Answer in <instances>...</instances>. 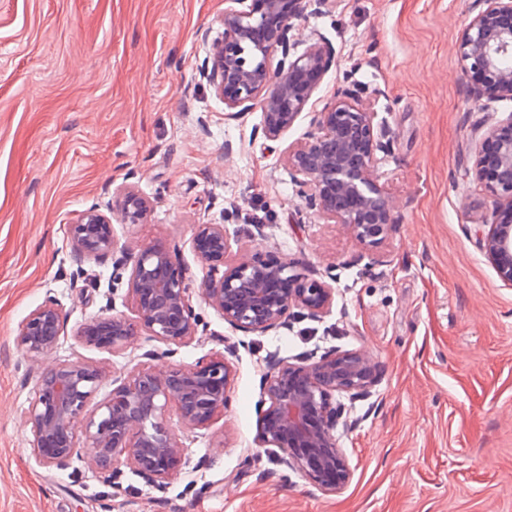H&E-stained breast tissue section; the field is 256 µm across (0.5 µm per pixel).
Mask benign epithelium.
Listing matches in <instances>:
<instances>
[{"instance_id":"7a95c632","label":"benign epithelium","mask_w":512,"mask_h":512,"mask_svg":"<svg viewBox=\"0 0 512 512\" xmlns=\"http://www.w3.org/2000/svg\"><path fill=\"white\" fill-rule=\"evenodd\" d=\"M224 36L202 70L228 116L255 105L261 123L254 134L281 139L314 108L335 51L318 38L296 33L306 10L330 11L335 0H226ZM455 55L468 77L469 98L489 105L512 101V0H473ZM390 150L389 130L354 85L333 93L313 112L309 129L283 153L304 207L347 234L377 260L378 249L396 231L398 206L380 183L379 154ZM468 169L483 191L486 213L481 248L499 279L512 285V113L488 124L476 137ZM149 200L133 186L112 193V212L122 224H141ZM77 266L117 252L112 278L127 277L125 306L131 315L94 316L76 329L83 345L112 354L136 336L166 346L151 349L99 402L95 396L109 377L105 362L59 363L42 372L27 409L32 450L45 468H63L74 459L107 484H117L120 465L162 489L189 465L184 432L207 430L224 417L235 372L220 351L190 367L159 370L151 361L171 357L199 336L193 298L215 309L224 323L247 334L265 335L289 326L300 314L319 320L332 308L336 289L310 279L299 262L272 251L243 254L230 262L224 225L196 224L191 247L207 268L198 284L176 261L161 238L130 258L118 249L112 217L97 207L68 225ZM65 306L47 295L19 323L17 345L23 359L37 362L65 335ZM381 365L362 349L331 347L301 357L273 356L262 379L258 441L282 452L279 464L332 495L350 483L353 469L340 445L338 427L345 406L369 398ZM182 425L175 430L172 418Z\"/></svg>"}]
</instances>
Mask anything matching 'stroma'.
Here are the masks:
<instances>
[{"mask_svg": "<svg viewBox=\"0 0 512 512\" xmlns=\"http://www.w3.org/2000/svg\"><path fill=\"white\" fill-rule=\"evenodd\" d=\"M468 8L336 0L299 23L335 51L320 99L365 86L390 130L378 173L401 223L375 263L341 225L303 208L281 156L307 121L282 140L255 136L259 108L225 117L201 78L224 0H0V512H512V286L478 248L484 194L465 174L475 128L512 113V101L484 111L466 93L453 47ZM121 184L150 211L115 224L119 245L133 253L164 237L193 281L206 273L193 227L214 220L232 254L271 250L336 279L325 317L263 336L196 301L202 338L157 368L193 365L225 338L235 377L223 419L186 433L191 464L160 490L128 468L107 485L76 460L40 466L27 418L42 370L105 361L116 378L153 347L139 336L112 355L74 337L89 318L126 311V283L108 293L111 260L78 275L67 239L68 224L111 206ZM49 291L67 328L25 376L17 327ZM334 346L367 350L384 373L341 435L353 478L326 495L260 447L257 419L269 356Z\"/></svg>", "mask_w": 512, "mask_h": 512, "instance_id": "stroma-1", "label": "stroma"}]
</instances>
